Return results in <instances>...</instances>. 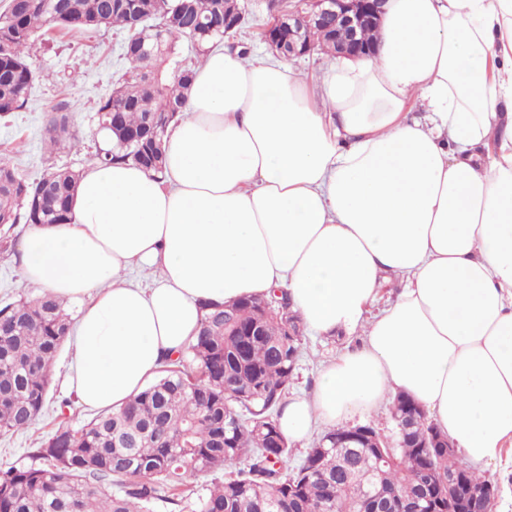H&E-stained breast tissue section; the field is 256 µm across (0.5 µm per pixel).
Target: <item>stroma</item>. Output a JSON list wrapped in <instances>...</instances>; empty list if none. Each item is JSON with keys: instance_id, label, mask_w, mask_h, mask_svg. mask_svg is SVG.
<instances>
[{"instance_id": "obj_1", "label": "stroma", "mask_w": 512, "mask_h": 512, "mask_svg": "<svg viewBox=\"0 0 512 512\" xmlns=\"http://www.w3.org/2000/svg\"><path fill=\"white\" fill-rule=\"evenodd\" d=\"M126 34L115 28L87 30L36 37L28 50V61L39 73L25 109L0 118V161L18 167L28 179L39 178L49 166L85 170L99 147L96 109L100 99L111 93L128 65L122 58ZM65 103L72 130L79 138L77 148L48 152L44 145L46 114ZM24 226L11 233L9 244L17 246ZM0 250V305L19 298L41 295L38 286L21 276L13 254ZM354 342L350 336L308 337L294 374L290 394L310 391L324 362ZM71 359L69 346H62L52 368V398L34 424L23 431L0 435V466L34 464V450L55 427L56 409L69 393L63 386Z\"/></svg>"}]
</instances>
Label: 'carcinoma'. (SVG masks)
I'll use <instances>...</instances> for the list:
<instances>
[{"label":"carcinoma","mask_w":512,"mask_h":512,"mask_svg":"<svg viewBox=\"0 0 512 512\" xmlns=\"http://www.w3.org/2000/svg\"><path fill=\"white\" fill-rule=\"evenodd\" d=\"M0 13V115L23 109L36 71L28 44L45 30L120 27L128 78L99 101L100 129L112 148L102 163L122 161L156 174L164 169V141L193 86L194 66L176 59L177 40L206 54L231 30L224 17L248 16L241 0H9ZM271 19L255 38L267 45L288 30L276 19L288 5L269 0ZM313 52L336 53V38L309 32ZM47 148H74L66 114L48 118ZM80 183L78 172L51 167L36 181L0 162V243L18 224H64ZM72 319L66 303L44 293L0 307V432L27 429L40 414L51 367ZM306 339L287 291L267 306L246 297L209 307L184 355L117 412L103 411L79 428L62 421L37 448V466L0 467V512H152L162 500L184 502L192 474L234 468L192 507L194 512H362L358 489L393 495L392 509L419 499L429 484L427 512H452L448 453L428 448L434 426L418 417L397 430L390 448L346 438L353 426L328 429L302 462L288 469L291 443L278 426Z\"/></svg>","instance_id":"carcinoma-1"}]
</instances>
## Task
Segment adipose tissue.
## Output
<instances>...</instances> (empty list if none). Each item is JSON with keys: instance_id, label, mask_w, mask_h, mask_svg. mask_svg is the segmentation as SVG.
Masks as SVG:
<instances>
[{"instance_id": "adipose-tissue-1", "label": "adipose tissue", "mask_w": 512, "mask_h": 512, "mask_svg": "<svg viewBox=\"0 0 512 512\" xmlns=\"http://www.w3.org/2000/svg\"><path fill=\"white\" fill-rule=\"evenodd\" d=\"M421 99L424 119L408 106ZM25 281L77 304L66 382L120 410L204 305L286 287L307 332L361 334L279 418L293 441L422 405L474 462L512 445V0H388L374 56L318 91L210 52L162 175L93 162L65 224L29 226ZM154 270L144 286L135 269ZM388 307L370 315L382 287Z\"/></svg>"}]
</instances>
